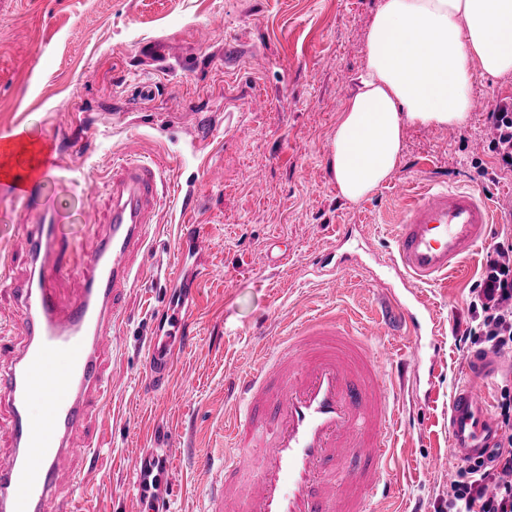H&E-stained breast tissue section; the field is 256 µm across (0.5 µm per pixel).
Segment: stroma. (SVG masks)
<instances>
[{"mask_svg": "<svg viewBox=\"0 0 512 512\" xmlns=\"http://www.w3.org/2000/svg\"><path fill=\"white\" fill-rule=\"evenodd\" d=\"M380 0H0V133L23 125L61 167L26 197L0 179V257L29 271L25 238L42 204L70 248L91 252L110 231L105 183L113 162L162 166L164 201L141 276L128 289L113 363L126 372L93 431L103 464L86 512H124L142 493L141 465L163 464L152 503L204 512L201 458L224 449V384L248 369L258 325L326 306L367 312L370 294L331 288L313 257L335 248L336 227L365 225L385 251L410 192L430 181L465 184L496 159L483 149L484 113L455 132L410 126L389 178L371 195L342 198L330 162L336 125L367 68ZM261 182L254 191L248 175ZM202 225L209 250L196 294L179 292L178 228ZM287 242L280 252L279 242ZM486 251L426 289L446 343L431 399L403 427L395 474L407 512H448V395L465 378L471 289ZM189 316L197 342L180 352L167 396L146 384L156 316Z\"/></svg>", "mask_w": 512, "mask_h": 512, "instance_id": "stroma-1", "label": "stroma"}]
</instances>
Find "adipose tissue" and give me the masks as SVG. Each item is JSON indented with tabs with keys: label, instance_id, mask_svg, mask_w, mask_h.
Returning <instances> with one entry per match:
<instances>
[{
	"label": "adipose tissue",
	"instance_id": "1",
	"mask_svg": "<svg viewBox=\"0 0 512 512\" xmlns=\"http://www.w3.org/2000/svg\"><path fill=\"white\" fill-rule=\"evenodd\" d=\"M512 72V0H381L368 68L339 115L331 168L341 197L360 201L395 169L407 126L458 127L472 112L471 64ZM26 138L0 144V178L27 187L41 172Z\"/></svg>",
	"mask_w": 512,
	"mask_h": 512
}]
</instances>
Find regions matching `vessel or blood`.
<instances>
[{
  "instance_id": "1",
  "label": "vessel or blood",
  "mask_w": 512,
  "mask_h": 512,
  "mask_svg": "<svg viewBox=\"0 0 512 512\" xmlns=\"http://www.w3.org/2000/svg\"><path fill=\"white\" fill-rule=\"evenodd\" d=\"M161 167L152 160L112 165L111 228L90 260L71 259L58 220L46 213L27 235L30 271L6 276L20 335L0 364V403L8 416L0 430L12 448L0 453V512H81L86 482L101 464L99 438L73 444L122 369L105 373L112 332L127 289L146 255L149 230L160 206ZM493 206L479 182L423 187L404 209L380 262L398 281L372 319L384 335L406 329L418 344L377 351L362 323L333 309L297 318L287 332L263 336L255 363L224 395L241 414L224 423L226 454L204 458L209 482L206 512H383L397 488L386 474L396 446L401 405L381 365L398 353L410 382L432 383L444 345L422 290L465 262L492 235ZM83 272L80 296L64 301L58 284ZM312 272L326 281L350 279L362 291L381 287L363 264L325 252ZM176 367L167 343L148 348V386L165 396ZM497 363L473 356L466 380L448 403V447L457 457L487 459L502 438L490 413L488 377ZM39 414H32V405ZM72 457L77 471L62 483L58 463Z\"/></svg>"
}]
</instances>
